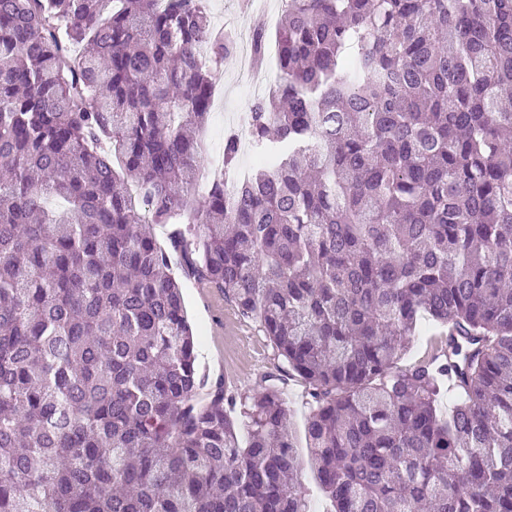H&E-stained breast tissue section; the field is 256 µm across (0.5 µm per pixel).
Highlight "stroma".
I'll return each instance as SVG.
<instances>
[{
  "label": "stroma",
  "mask_w": 512,
  "mask_h": 512,
  "mask_svg": "<svg viewBox=\"0 0 512 512\" xmlns=\"http://www.w3.org/2000/svg\"><path fill=\"white\" fill-rule=\"evenodd\" d=\"M212 74L221 104L212 109L202 131L206 145L198 161L206 170L222 160L225 125L248 112L257 97L266 95L278 79L277 68L268 65L256 70L251 80H242L231 58L215 64ZM182 293L197 338L201 376L210 383L223 381L227 389L240 395L259 389L265 376L276 371L274 352L265 336L211 289L197 287L187 279Z\"/></svg>",
  "instance_id": "stroma-1"
}]
</instances>
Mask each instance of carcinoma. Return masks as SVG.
Returning a JSON list of instances; mask_svg holds the SVG:
<instances>
[{
	"label": "carcinoma",
	"instance_id": "cac0c4a2",
	"mask_svg": "<svg viewBox=\"0 0 512 512\" xmlns=\"http://www.w3.org/2000/svg\"><path fill=\"white\" fill-rule=\"evenodd\" d=\"M102 2L0 0V512H310L278 385L200 377L175 253L304 383L326 512H512V0H284L274 162L228 192L227 139L191 211L233 41Z\"/></svg>",
	"mask_w": 512,
	"mask_h": 512
}]
</instances>
